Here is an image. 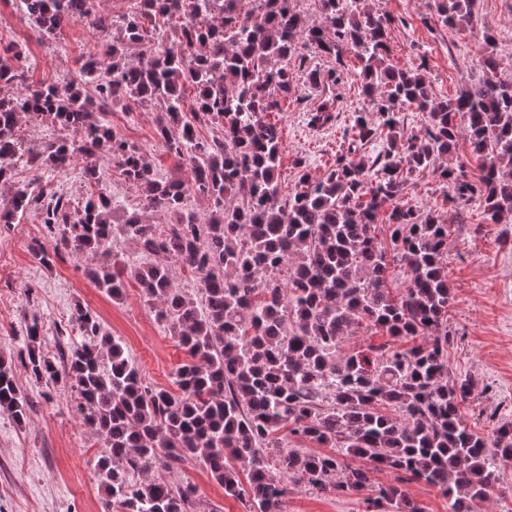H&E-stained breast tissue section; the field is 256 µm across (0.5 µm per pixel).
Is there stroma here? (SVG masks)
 Here are the masks:
<instances>
[{
    "label": "stroma",
    "mask_w": 512,
    "mask_h": 512,
    "mask_svg": "<svg viewBox=\"0 0 512 512\" xmlns=\"http://www.w3.org/2000/svg\"><path fill=\"white\" fill-rule=\"evenodd\" d=\"M370 3L391 20L387 47L392 62L422 74L434 98L453 96L481 77L480 58L489 48L500 61L499 78L512 81V0H478L475 26L456 29L438 22L434 0ZM487 32L493 36L489 46L483 40ZM12 43L25 48L26 83H65L76 78L81 56L93 51L95 35L77 23L54 38L41 37L20 5L0 0V48ZM293 66L297 92L289 98L287 111L269 115L281 130L284 194L293 191L300 169L317 177L338 155L356 159L385 145L380 138L362 146L352 141L354 116L368 106L352 57L344 59L336 119L325 129L308 123L307 107L316 94L308 73L326 70L328 61L309 47ZM105 121L151 153L158 176H169L173 163L158 148L154 109L117 107L107 111ZM401 204L437 211L448 224V280L453 288L448 366L454 374L477 380L463 411L469 426L490 433L501 422L512 421V217L492 221L478 196H458L448 182L428 172L410 177ZM35 241L48 249L54 244L37 210L25 211L10 228L0 227V358L14 363L18 386L33 404L21 424L0 412V512H101L95 463L102 444L86 430L75 392L60 383L34 381L19 366L26 318L38 315L43 347L53 352L57 332L67 328L74 306L91 309L106 331L122 340L126 355L151 386L173 388L174 371L185 355L176 338L157 323L135 284H128L121 300H112L88 276L86 259L64 253L51 266H42L30 250ZM167 479L193 485L208 512H247L244 503L225 497L201 462L184 464ZM286 508L363 512L359 497L305 491L291 492Z\"/></svg>",
    "instance_id": "obj_1"
}]
</instances>
